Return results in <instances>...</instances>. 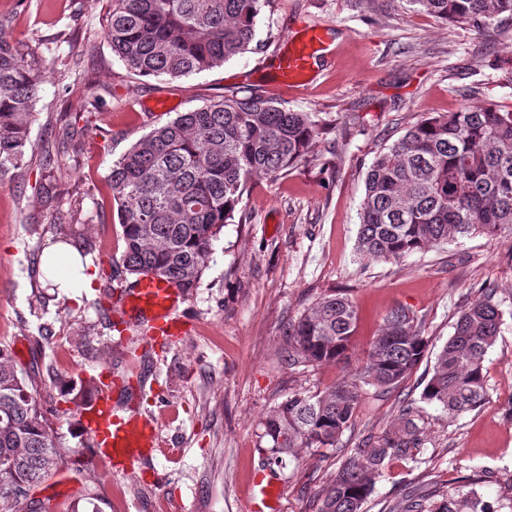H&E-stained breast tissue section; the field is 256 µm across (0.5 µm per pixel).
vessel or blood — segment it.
Returning a JSON list of instances; mask_svg holds the SVG:
<instances>
[{"label": "vessel or blood", "mask_w": 512, "mask_h": 512, "mask_svg": "<svg viewBox=\"0 0 512 512\" xmlns=\"http://www.w3.org/2000/svg\"><path fill=\"white\" fill-rule=\"evenodd\" d=\"M328 48L324 31L317 26L302 29L279 54L277 81L285 86H302ZM181 293L168 281L149 276L130 289L123 306L131 314L147 319L149 344L171 341L189 329L177 314ZM100 461L113 472H125L152 456L157 447L152 420L134 412L117 413L110 390L100 391L80 414ZM253 512H279L280 485L267 471L255 472L250 484Z\"/></svg>", "instance_id": "vessel-or-blood-1"}]
</instances>
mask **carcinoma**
<instances>
[{"instance_id":"obj_1","label":"carcinoma","mask_w":512,"mask_h":512,"mask_svg":"<svg viewBox=\"0 0 512 512\" xmlns=\"http://www.w3.org/2000/svg\"><path fill=\"white\" fill-rule=\"evenodd\" d=\"M265 0H114L105 38L139 76L171 79L198 74L243 53L255 37ZM428 13L483 29L512 15V0H410ZM12 17L0 14V184L29 164L27 144L44 79L45 57L1 34ZM331 121L297 112L256 92L231 90L184 112L133 142L107 176L118 206L124 251L109 279L157 276L190 294L208 267L213 242L235 220L257 175L276 179L312 151ZM75 135L48 125L41 165L54 169ZM56 237L85 243L63 224ZM512 233V111L492 106L440 112L409 127L382 149L365 179L357 240L370 261L398 260L475 235ZM486 286L457 320L436 356L421 399L450 419L488 399L484 361L495 345L502 313ZM357 327L352 301L334 291L319 296L286 332L290 367H314L346 356ZM429 340L414 314L394 307L384 316L355 374L323 391L293 392L259 423L261 451L281 464L297 448L336 447L351 427L363 388L397 389L424 358ZM40 374L18 367L0 346V499L16 512H38L28 491L68 464L71 449L54 434L35 393ZM414 402L402 401L397 423L351 449L319 492L320 512H364L376 481L394 459L417 461L424 445ZM389 512H493L469 484L428 503L409 497Z\"/></svg>"}]
</instances>
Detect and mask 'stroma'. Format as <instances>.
Listing matches in <instances>:
<instances>
[{"mask_svg": "<svg viewBox=\"0 0 512 512\" xmlns=\"http://www.w3.org/2000/svg\"><path fill=\"white\" fill-rule=\"evenodd\" d=\"M104 0H0L13 18L12 41L46 46L47 60L27 152L40 157L45 128L77 119L80 134L48 172L39 165L0 185V346L37 368V397L73 450L67 466L30 499L70 512L91 492L99 512H249V480L266 468L258 422L294 390L321 391L362 364L385 313H414L429 349L400 387L365 388L351 429L336 449L301 450L276 469L281 512H318V494L352 448L379 436L415 400L425 436L417 462H389L364 506L388 512L405 494L428 498L477 480L496 512H512V236L477 235L399 260L356 251L366 172L376 154L416 122L464 105L512 109V17L484 30L441 20L406 0H265L248 50L211 70L178 79L141 77L116 57L103 34ZM322 27L333 50L309 86L274 83L279 52L301 28ZM253 90L332 121L311 155L287 174L255 177L241 209L213 244L199 288L178 311L195 325L164 349L142 329L116 344L113 304L127 280L109 281L124 250L107 187L112 164L141 136L219 98ZM166 102L156 111V102ZM57 207H49L46 196ZM90 251L68 247L90 276L64 293L35 267L52 241L56 210ZM496 288L500 336L484 361L488 400L458 419L422 402L435 355L482 285ZM347 295L357 333L336 364L291 368L284 333L323 293ZM109 368L117 408L152 418L160 447L125 476H106L82 447L80 410L62 397L69 384Z\"/></svg>", "mask_w": 512, "mask_h": 512, "instance_id": "stroma-1", "label": "stroma"}]
</instances>
